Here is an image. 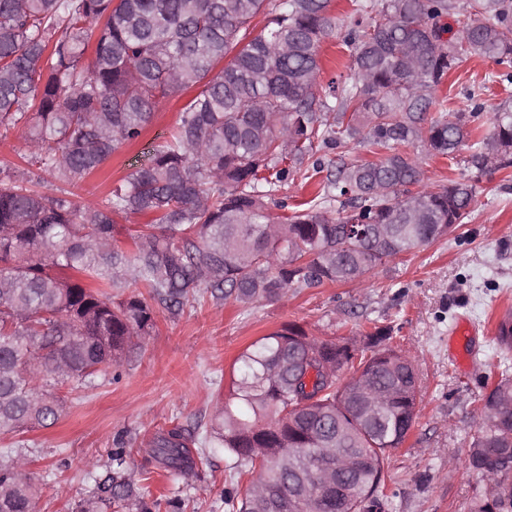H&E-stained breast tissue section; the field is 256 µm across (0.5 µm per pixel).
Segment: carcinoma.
I'll use <instances>...</instances> for the list:
<instances>
[{"label":"carcinoma","mask_w":512,"mask_h":512,"mask_svg":"<svg viewBox=\"0 0 512 512\" xmlns=\"http://www.w3.org/2000/svg\"><path fill=\"white\" fill-rule=\"evenodd\" d=\"M337 26L332 0H0V126L23 128L34 159L0 170L1 436L55 424L69 395L122 367L153 328L149 301L177 315L207 294L247 304L357 280L452 232L482 177L512 166L511 98L486 135L471 126L479 105L466 115L442 103L428 117L472 56L512 85V0H352L349 74L324 87L320 51ZM191 87L168 137L101 205L38 190L43 170L72 186L86 179L141 135L154 104ZM353 145L377 159L316 156ZM420 146L450 160L466 150L470 178L428 186ZM327 167L318 196L272 217L274 188ZM115 212L153 223L128 246ZM112 288L129 294L115 302ZM390 333L375 325L359 346L292 325L239 354L202 439L219 441L247 479L242 497H224L229 512H382L384 461L414 426L421 391ZM492 409L469 463L512 503V477L498 469L512 463L511 374L481 398ZM195 441L175 426L156 435L153 455L192 476ZM28 452L18 441L0 449V512H38ZM344 458L355 468L342 477ZM125 464L120 443L72 512H153Z\"/></svg>","instance_id":"carcinoma-1"}]
</instances>
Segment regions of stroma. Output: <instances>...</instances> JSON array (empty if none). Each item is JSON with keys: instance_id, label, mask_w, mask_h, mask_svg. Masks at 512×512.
Instances as JSON below:
<instances>
[{"instance_id": "obj_1", "label": "stroma", "mask_w": 512, "mask_h": 512, "mask_svg": "<svg viewBox=\"0 0 512 512\" xmlns=\"http://www.w3.org/2000/svg\"><path fill=\"white\" fill-rule=\"evenodd\" d=\"M495 64L474 57L449 73L441 87L452 112L484 106L478 123L489 127V110L512 87L488 81ZM478 86L479 99L467 91ZM192 91L161 100L141 136L124 145L98 171L72 187L81 207L99 205L146 160L148 149L176 124ZM512 308V167L483 177L481 192L464 224L357 282L292 288L278 299L249 304L189 300L178 315L154 304V327L125 362L119 379L96 380L66 404L55 425L26 432L29 472L40 491V512H71L87 497L93 476L111 464L116 441H125L127 471L140 489L160 501H184V512H224V496L243 492L221 445H193L202 464L196 477L161 468L152 452L155 435L209 423L224 400L235 358L253 341L294 324L309 334L343 340L369 321L390 327L392 346L414 356L423 387L418 417L401 447L391 449L384 471L389 497L384 512H470L486 488L468 465L478 434L479 396L496 383L501 354L485 325L495 311ZM467 318L476 348L469 368L452 358L449 337Z\"/></svg>"}]
</instances>
